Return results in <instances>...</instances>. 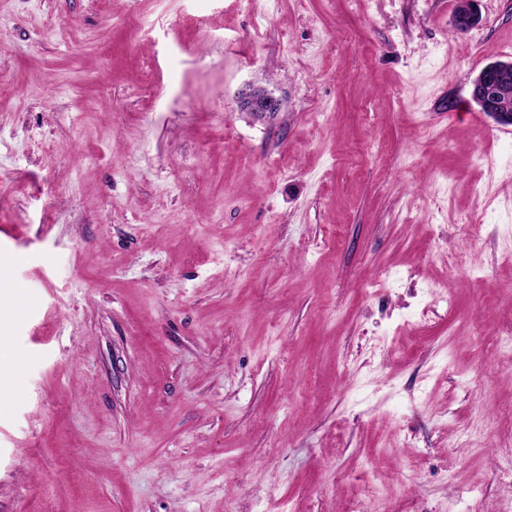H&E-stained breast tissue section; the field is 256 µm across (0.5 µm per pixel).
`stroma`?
<instances>
[{"instance_id":"obj_1","label":"stroma","mask_w":512,"mask_h":512,"mask_svg":"<svg viewBox=\"0 0 512 512\" xmlns=\"http://www.w3.org/2000/svg\"><path fill=\"white\" fill-rule=\"evenodd\" d=\"M456 5L0 0V512H512V0ZM512 72V61L494 62L483 67L471 83V100L479 110L491 117L499 126L512 127V112L498 105L501 92ZM502 108L512 109V86L504 89L501 98ZM241 107L258 117H267L279 112L280 100L263 87H253L243 94Z\"/></svg>"}]
</instances>
